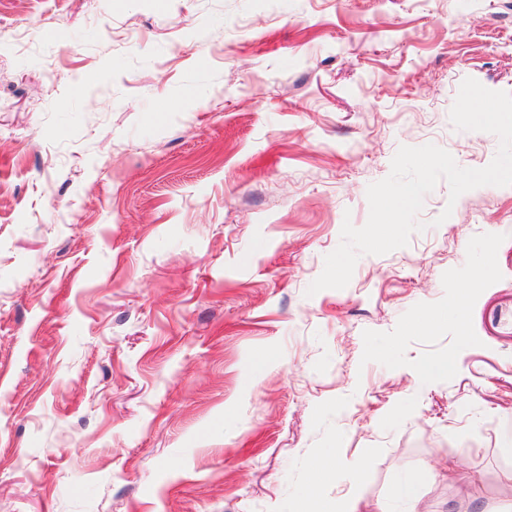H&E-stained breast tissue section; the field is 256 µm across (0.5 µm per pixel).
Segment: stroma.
I'll return each mask as SVG.
<instances>
[{
    "instance_id": "stroma-1",
    "label": "stroma",
    "mask_w": 512,
    "mask_h": 512,
    "mask_svg": "<svg viewBox=\"0 0 512 512\" xmlns=\"http://www.w3.org/2000/svg\"><path fill=\"white\" fill-rule=\"evenodd\" d=\"M468 77L512 0H0V512L512 502V186L306 293L400 146L491 162ZM338 461L335 456L328 455L318 457L314 463V471L318 479L313 480L309 485L306 496L304 498L303 507L300 512H359L357 503L337 504L334 510L327 502H325L316 492L317 482L323 476H328L335 471Z\"/></svg>"
}]
</instances>
